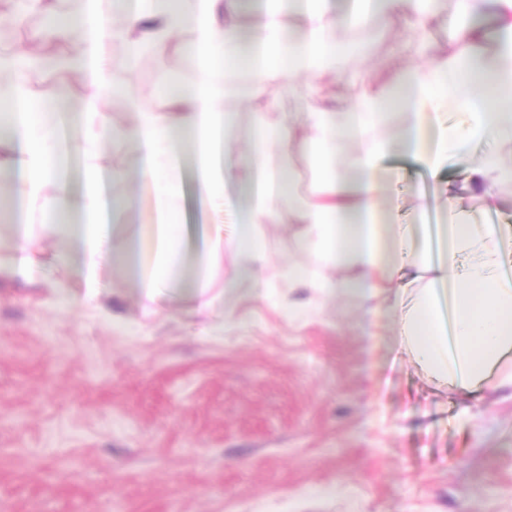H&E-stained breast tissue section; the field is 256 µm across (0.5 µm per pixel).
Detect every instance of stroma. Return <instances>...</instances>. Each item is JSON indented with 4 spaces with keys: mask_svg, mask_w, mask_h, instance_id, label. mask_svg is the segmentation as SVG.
I'll return each instance as SVG.
<instances>
[{
    "mask_svg": "<svg viewBox=\"0 0 512 512\" xmlns=\"http://www.w3.org/2000/svg\"><path fill=\"white\" fill-rule=\"evenodd\" d=\"M79 0H0V54L31 49L77 53L55 26ZM372 56H349L383 82L398 64L396 32L371 29ZM182 32L159 55L122 65L101 105L112 136L87 141L76 108L57 109L81 86L64 74L26 72L36 118L54 146L72 154L68 188L79 197L84 157L127 173L109 186L105 219L113 245L155 223L151 186L125 130L135 112L122 101L169 109L172 81L196 70ZM512 144H470L431 173L409 154L388 157L395 177L382 199L396 224H446L451 211L512 224V186L471 187L473 161ZM186 156L174 204L185 226L187 269L205 291L164 289L153 312L143 290L111 263L86 299L78 257L58 265L68 241L45 237L28 274L0 272V512H512V391L487 383L473 394L428 380L405 351L402 311L377 313L351 295L289 285L303 260L301 226L267 225L269 299L239 290V261L209 268V225H231L236 207L197 191ZM215 315L196 313L199 294Z\"/></svg>",
    "mask_w": 512,
    "mask_h": 512,
    "instance_id": "35a3bbf8",
    "label": "stroma"
}]
</instances>
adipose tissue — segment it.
I'll list each match as a JSON object with an SVG mask.
<instances>
[{
    "instance_id": "ef3b65f1",
    "label": "adipose tissue",
    "mask_w": 512,
    "mask_h": 512,
    "mask_svg": "<svg viewBox=\"0 0 512 512\" xmlns=\"http://www.w3.org/2000/svg\"><path fill=\"white\" fill-rule=\"evenodd\" d=\"M87 9L65 19L63 33H79L81 49L55 57V71L81 77L77 100L84 135L92 139L106 129L101 102L112 60L102 50L103 15L114 19L111 34L121 41L130 62L162 52L175 33L195 35L186 51L199 69L195 84L172 83V109L158 112L136 107V124L127 134L141 155L140 177L156 191L158 224L148 241L149 270L141 279L147 301H154L177 277L181 264V225L170 200L176 193L180 158L186 143L196 149L202 196H220L230 184L243 182L249 205L232 231L210 225L206 240L209 265L224 253L242 258L241 285L266 286L265 231L268 224L296 222L302 226L307 273L302 282L329 294H352L378 306L391 286L409 289L428 280L429 286L406 311L404 344L428 376L472 393L488 379L512 389V273L503 271V229L474 224L460 217L443 232L450 242L436 259L406 271L402 258L413 247L410 228L394 230L380 205L390 180L386 158L401 148L430 170L438 172L475 139L512 142V0H452V8L437 12L430 0H355L344 13H333L328 0H263L248 23H241L238 0H191L190 7L171 8L166 0H87ZM492 4L499 27L491 49H484L479 26L470 23L484 4ZM411 32L401 42L406 63L390 81L377 83L351 70L339 69L342 44L338 32L367 33L376 21ZM448 30L450 44L432 41L428 21ZM427 56L426 66L409 60ZM330 75L351 84L343 100L326 97L313 105L318 78ZM301 106L286 115L266 95L269 84ZM250 102L251 150L239 157L227 140L235 113L225 111L226 98ZM465 111L466 127L447 124L442 115L449 104ZM33 106L23 82L0 85V107L13 109L0 124V140L18 147L16 165L22 178L17 193L41 216L40 225H19L0 237V256L15 273H25L38 261L42 234L54 230L58 218L80 210L84 223L72 227L82 255L87 295H94L99 269L112 261L114 250L106 224L104 183L124 180L123 172L103 178L88 168L84 190L72 199L61 170L66 154L47 146L49 132L33 119ZM406 111L410 122L397 126L395 110ZM352 148L346 170L334 167L339 142ZM301 145L323 176L311 194L295 193L283 167H270L267 154ZM53 195H46L47 184ZM471 263L456 270L458 255ZM324 268L341 272L336 279L320 277Z\"/></svg>"
}]
</instances>
